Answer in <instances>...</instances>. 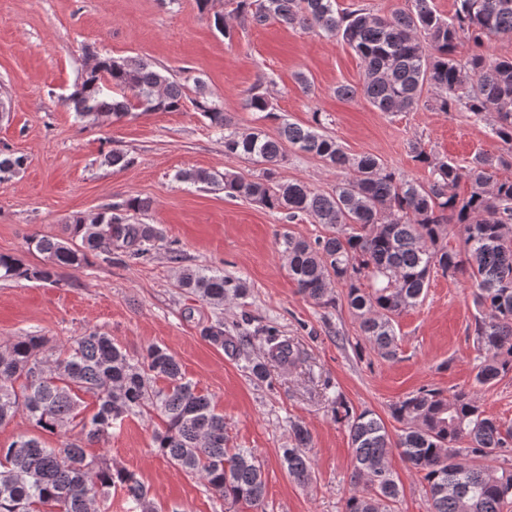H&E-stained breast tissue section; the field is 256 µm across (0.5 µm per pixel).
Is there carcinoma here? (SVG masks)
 <instances>
[{"label":"carcinoma","instance_id":"obj_1","mask_svg":"<svg viewBox=\"0 0 512 512\" xmlns=\"http://www.w3.org/2000/svg\"><path fill=\"white\" fill-rule=\"evenodd\" d=\"M236 9L244 21L274 20L342 39L363 61L362 94L378 110H412L428 91L426 107L465 111L488 122L490 133L512 151V57L491 60L479 51L486 37L512 39V0H457L450 18L437 14L431 0H408L390 16L362 6L341 12L336 0H237ZM465 42L472 51L460 61L457 48ZM186 99V85L144 60L103 57L63 103L80 119L119 120L134 110L178 112ZM246 104L266 118H279L258 84L249 89ZM192 105L222 135L226 155L250 159L263 171L248 180L191 169L178 172V180L220 186L229 196L283 211L290 219L307 215L331 228V234L312 242L283 238L288 274L306 298L327 306L333 303L330 285L345 288L348 307L359 320L358 340L393 359L395 318L419 302L431 275L463 278L476 310L471 324L481 356L476 384L489 386L512 374V178L498 175L507 160L478 154L461 167L416 143L414 158L428 172L419 182L371 154H347L321 131L317 112L308 126L281 122L274 138L259 128L239 130L204 94ZM287 146L335 169V191L320 194L282 180L279 165ZM26 162L23 155L0 154V182ZM104 162L124 169L134 158L112 149ZM462 182L469 185L464 195L458 192ZM150 206L149 200L132 196L90 219L75 216L63 237L30 239L43 255L39 265L0 253V279L54 283L60 269L85 267L93 257L109 263L143 258L163 240L154 225L134 218ZM455 227L461 229V243L450 249L443 241ZM178 284L214 306L243 292L224 273L205 268L183 269ZM248 325L245 318L232 332L218 318L203 336L231 357L241 356L259 338L270 360L296 363L288 338L271 329L251 331ZM159 379L166 385L157 386ZM84 394L95 399L93 408L84 405ZM389 413L403 425L396 436L374 411L359 410L340 394L331 400V415L346 424L353 450L344 512H394L400 495L390 465L395 452L423 475L429 512H512V466L487 464L512 451V426L487 416L476 392L423 386L393 403ZM19 415L57 435L59 443L51 448L21 434L0 447V512H109L113 489L122 490L138 512H162L136 474L86 452L133 415L158 417L152 447L203 480L212 494L232 504L263 505V463L248 448L228 446L224 414L158 345L135 359L97 330L55 345L37 334L15 337L0 347V426ZM310 445L308 429L293 425L281 461L300 484L313 477Z\"/></svg>","mask_w":512,"mask_h":512}]
</instances>
